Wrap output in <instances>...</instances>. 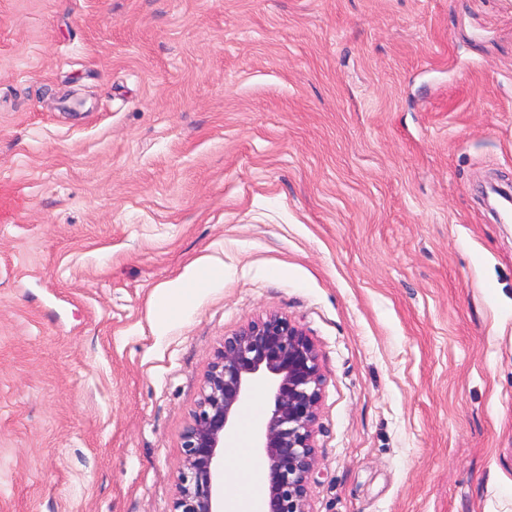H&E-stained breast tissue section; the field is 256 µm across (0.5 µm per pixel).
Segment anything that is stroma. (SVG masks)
Segmentation results:
<instances>
[{
	"label": "stroma",
	"instance_id": "stroma-1",
	"mask_svg": "<svg viewBox=\"0 0 512 512\" xmlns=\"http://www.w3.org/2000/svg\"><path fill=\"white\" fill-rule=\"evenodd\" d=\"M490 182L512 0H0V512H173L269 311L320 354L311 512H512ZM210 284V280L205 275H199L193 281H187L180 277L173 281L168 288L162 289L159 304L161 307H166L168 304L175 305L182 301L193 288L207 287Z\"/></svg>",
	"mask_w": 512,
	"mask_h": 512
}]
</instances>
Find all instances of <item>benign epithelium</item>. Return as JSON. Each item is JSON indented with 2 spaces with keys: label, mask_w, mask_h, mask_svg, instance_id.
I'll list each match as a JSON object with an SVG mask.
<instances>
[{
  "label": "benign epithelium",
  "mask_w": 512,
  "mask_h": 512,
  "mask_svg": "<svg viewBox=\"0 0 512 512\" xmlns=\"http://www.w3.org/2000/svg\"><path fill=\"white\" fill-rule=\"evenodd\" d=\"M260 378L272 385V406L259 426L268 484L263 512H310L324 376L314 341L274 311L224 337L210 361L182 436L184 465L173 512H221L215 468L224 438Z\"/></svg>",
  "instance_id": "1"
}]
</instances>
